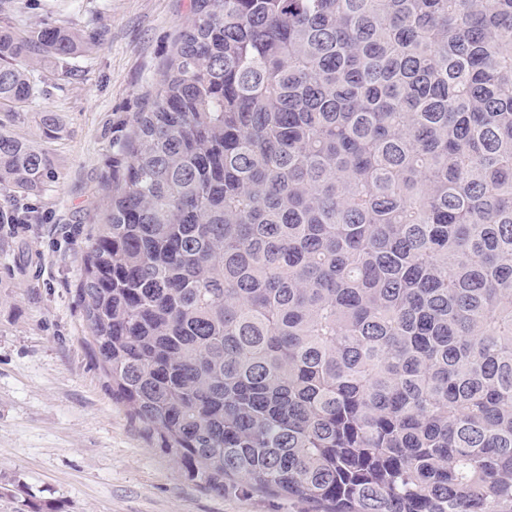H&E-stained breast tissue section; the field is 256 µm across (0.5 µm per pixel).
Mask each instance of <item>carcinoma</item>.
Listing matches in <instances>:
<instances>
[{
    "instance_id": "carcinoma-1",
    "label": "carcinoma",
    "mask_w": 512,
    "mask_h": 512,
    "mask_svg": "<svg viewBox=\"0 0 512 512\" xmlns=\"http://www.w3.org/2000/svg\"><path fill=\"white\" fill-rule=\"evenodd\" d=\"M0 0L12 126L92 29ZM83 246L132 420L207 491L313 512H512V0H193Z\"/></svg>"
}]
</instances>
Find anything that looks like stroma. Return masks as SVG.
<instances>
[{"label":"stroma","mask_w":512,"mask_h":512,"mask_svg":"<svg viewBox=\"0 0 512 512\" xmlns=\"http://www.w3.org/2000/svg\"><path fill=\"white\" fill-rule=\"evenodd\" d=\"M192 0H25L21 24L100 29L61 73L37 63L47 92L17 125L41 141L56 178L20 202L34 220L0 228V512L24 499L60 512H310L309 505L252 493L204 491L157 448L112 392L84 340L75 290L80 253L100 223L125 161L112 151L135 113L147 110ZM60 127L43 135L37 115Z\"/></svg>","instance_id":"obj_1"}]
</instances>
